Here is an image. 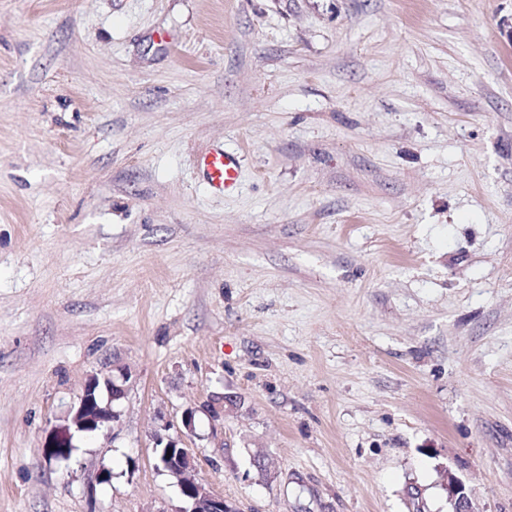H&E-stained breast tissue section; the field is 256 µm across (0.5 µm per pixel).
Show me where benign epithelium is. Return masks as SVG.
<instances>
[{"label":"benign epithelium","instance_id":"1","mask_svg":"<svg viewBox=\"0 0 512 512\" xmlns=\"http://www.w3.org/2000/svg\"><path fill=\"white\" fill-rule=\"evenodd\" d=\"M128 372L119 376L93 375L85 383L64 423L45 436L40 453L46 463L69 457L78 433H93L120 419L115 405L125 397ZM181 440L156 437L158 468L176 480L184 506L176 512H236L224 497L211 493L197 475L194 457L179 446ZM446 489L451 512H477L465 484L455 475H446Z\"/></svg>","mask_w":512,"mask_h":512}]
</instances>
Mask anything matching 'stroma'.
I'll return each instance as SVG.
<instances>
[{"instance_id": "obj_1", "label": "stroma", "mask_w": 512, "mask_h": 512, "mask_svg": "<svg viewBox=\"0 0 512 512\" xmlns=\"http://www.w3.org/2000/svg\"><path fill=\"white\" fill-rule=\"evenodd\" d=\"M188 411L237 512H512V0H0V512H176ZM198 166L214 189L225 193L237 186L241 166L236 153L216 147L200 157ZM128 372L119 370V377L112 374L91 376L85 383L76 403L63 424L52 428L45 436L40 453L46 463L68 458L73 449L74 437L78 433H93L112 423L118 422L120 412L115 405L125 397ZM107 399L103 398V392ZM446 489L452 510L450 512H477L465 484L452 473L446 475Z\"/></svg>"}]
</instances>
